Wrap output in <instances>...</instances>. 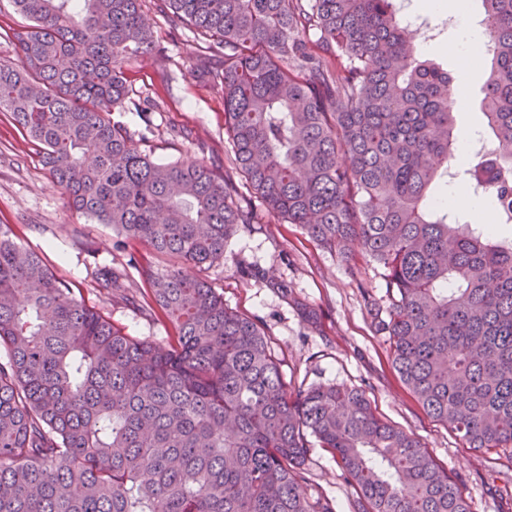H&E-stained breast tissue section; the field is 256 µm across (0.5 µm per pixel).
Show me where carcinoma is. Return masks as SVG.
<instances>
[{"label": "carcinoma", "mask_w": 512, "mask_h": 512, "mask_svg": "<svg viewBox=\"0 0 512 512\" xmlns=\"http://www.w3.org/2000/svg\"><path fill=\"white\" fill-rule=\"evenodd\" d=\"M145 0H13L28 25L0 63V110L69 203L198 266L253 211L300 225L386 288L392 365L473 450L512 447V241L443 205L457 179L512 224V0H481L492 137L458 161L454 79L418 58L396 0H162L224 52L233 171L160 162L112 120L125 64L155 50ZM121 288L105 269L98 289ZM165 345L115 328L0 228V512H333L310 501L309 438L332 451L358 512H472L413 435L358 389L288 391L258 324L200 279L151 278Z\"/></svg>", "instance_id": "carcinoma-1"}]
</instances>
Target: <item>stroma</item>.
<instances>
[{
  "label": "stroma",
  "mask_w": 512,
  "mask_h": 512,
  "mask_svg": "<svg viewBox=\"0 0 512 512\" xmlns=\"http://www.w3.org/2000/svg\"><path fill=\"white\" fill-rule=\"evenodd\" d=\"M143 18L156 49L125 65L128 103L113 120L145 133L146 147L159 160L203 162L223 173L233 160L216 76L223 58L207 57L196 30L172 22L152 0H146ZM459 36V26H451L439 41L420 43L418 57L451 71L465 89L455 112L456 133L467 137L485 124V72L462 68L451 50ZM236 183L256 221L239 226L223 260L197 266L127 240L73 209L10 113L0 112V227L43 256L59 279L101 308L115 327L165 343L167 328L137 305L150 292V278L177 271L204 279L226 305L257 321L289 391L328 384L362 390L383 420L420 440L473 512H512V452L484 456L467 448L426 414L395 372L377 317L388 300L375 266L360 255L341 262L299 225L270 217L244 178ZM106 267L121 274L125 297L100 294L96 277ZM305 469L310 498L328 499L335 512H354L356 492L329 450L311 445Z\"/></svg>",
  "instance_id": "obj_1"
}]
</instances>
